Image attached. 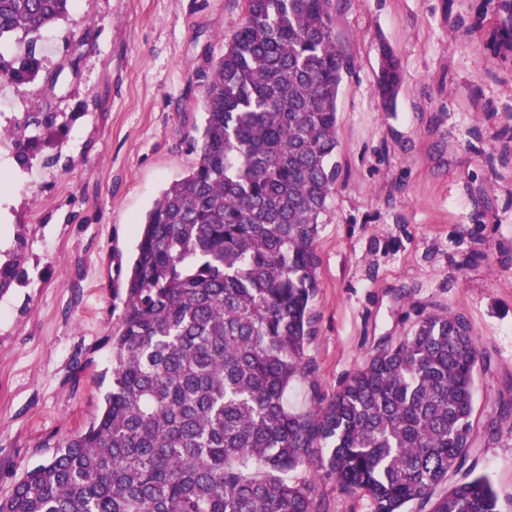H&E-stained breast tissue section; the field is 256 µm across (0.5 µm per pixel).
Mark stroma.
Instances as JSON below:
<instances>
[{
  "instance_id": "obj_1",
  "label": "stroma",
  "mask_w": 512,
  "mask_h": 512,
  "mask_svg": "<svg viewBox=\"0 0 512 512\" xmlns=\"http://www.w3.org/2000/svg\"><path fill=\"white\" fill-rule=\"evenodd\" d=\"M350 62L337 99L336 184L319 218L313 379L290 410L326 403L432 312L465 316L484 356L476 472L512 512V33L505 0H331ZM243 0H75L50 29L45 80L0 83V130L51 112L61 142L19 170L0 139V497L99 415L112 380L121 287L155 200L197 161L205 76ZM403 74L395 111L376 94L383 50ZM327 512H371L301 468Z\"/></svg>"
}]
</instances>
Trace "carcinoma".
I'll return each instance as SVG.
<instances>
[{"instance_id":"cac0c4a2","label":"carcinoma","mask_w":512,"mask_h":512,"mask_svg":"<svg viewBox=\"0 0 512 512\" xmlns=\"http://www.w3.org/2000/svg\"><path fill=\"white\" fill-rule=\"evenodd\" d=\"M73 2L0 0V82L40 78L42 34ZM347 66L330 0H245L205 84L198 162L141 224L102 410L26 469L0 512H325L288 479L312 462L371 512H500L489 479L463 471L482 355L461 315L423 317L326 404L285 405L315 372V243ZM401 83L384 54L385 111ZM54 136L53 118L26 113L17 165ZM21 276L17 259L0 264V297Z\"/></svg>"}]
</instances>
